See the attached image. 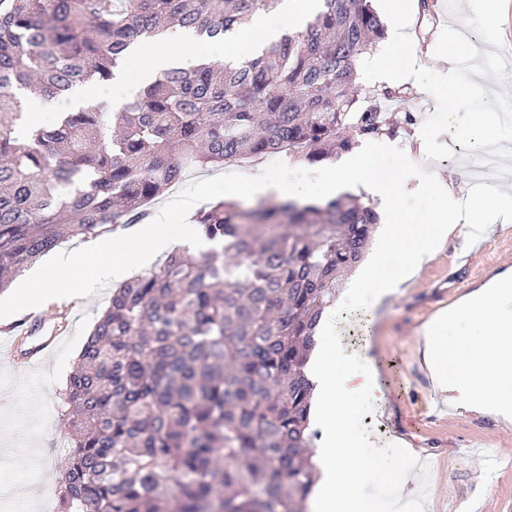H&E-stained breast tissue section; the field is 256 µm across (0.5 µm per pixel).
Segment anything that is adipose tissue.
Returning a JSON list of instances; mask_svg holds the SVG:
<instances>
[{
    "label": "adipose tissue",
    "instance_id": "obj_1",
    "mask_svg": "<svg viewBox=\"0 0 512 512\" xmlns=\"http://www.w3.org/2000/svg\"><path fill=\"white\" fill-rule=\"evenodd\" d=\"M315 6V0H281L276 10L260 14L249 27L215 38L175 28L142 39L132 46L124 67L112 81V111H121L127 103L130 81L147 86L174 67L221 66L255 58L288 27H301L305 15ZM389 150V145L384 143L372 145L348 156L340 166L326 169L302 183L274 180L258 168L226 182L224 191L230 196L269 193L317 201L348 189L364 190L377 199L389 216L383 251L401 255L409 273L416 271L438 243L452 234L465 233L478 223L485 210L512 211L511 191L464 194L452 183L438 179L428 189L431 207L423 216L412 217L403 210L397 194L401 169L385 166L380 161ZM181 210L178 204L160 209L153 223L130 236L129 250L116 252L111 242H100L99 251L112 255L109 263L85 270L79 259L57 258L35 275L34 289L25 288L18 293L17 306L33 311L48 304H62L80 296L88 281L122 282L157 255L180 244L195 242V227L181 221ZM64 277L70 280L71 286L63 290L56 283ZM345 319L346 312L339 302L322 312L318 324L321 344L307 363L308 375L315 385L312 410L321 430L315 450L319 468L316 507L318 512H382V503L361 494V481L368 474H375L390 487L394 497H401L414 478V461L410 454L377 446L371 435L354 436L349 428L353 397H363L372 407L380 409L387 402V394L375 369L344 367L343 362L350 354L336 345L335 336ZM464 319L478 321L483 327L482 335L474 338L456 334L455 325ZM511 345L512 268H509L433 319L425 328L417 352L438 393H453L459 406L471 410L480 411L486 403H494L501 419L511 421L512 355L507 352Z\"/></svg>",
    "mask_w": 512,
    "mask_h": 512
}]
</instances>
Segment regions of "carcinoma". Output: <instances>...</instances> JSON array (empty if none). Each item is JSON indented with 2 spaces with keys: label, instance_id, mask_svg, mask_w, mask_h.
<instances>
[{
  "label": "carcinoma",
  "instance_id": "1",
  "mask_svg": "<svg viewBox=\"0 0 512 512\" xmlns=\"http://www.w3.org/2000/svg\"><path fill=\"white\" fill-rule=\"evenodd\" d=\"M281 0H0V290L65 236L137 224L191 167L300 151L317 162L393 132L357 66L382 38L371 0H323L305 29L220 70L174 68L116 114L20 129V93L106 82L176 25L218 37ZM219 244L112 289L63 392L60 512H303L306 373L321 311L379 224L351 197L196 217Z\"/></svg>",
  "mask_w": 512,
  "mask_h": 512
}]
</instances>
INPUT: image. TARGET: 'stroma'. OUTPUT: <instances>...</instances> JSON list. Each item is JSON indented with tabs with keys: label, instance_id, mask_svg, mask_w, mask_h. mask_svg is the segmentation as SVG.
<instances>
[{
	"label": "stroma",
	"instance_id": "obj_1",
	"mask_svg": "<svg viewBox=\"0 0 512 512\" xmlns=\"http://www.w3.org/2000/svg\"><path fill=\"white\" fill-rule=\"evenodd\" d=\"M457 2L428 0L425 10L413 5L412 32L422 49L419 65L441 70L434 55L441 26H464L455 16ZM401 86L404 97L385 103L388 109L412 115L410 123L399 124L389 137L392 161L406 168L398 188L401 198L418 206V184L439 176L469 189L471 176L464 167L407 157L406 135L421 129L436 104L417 94L411 81H402ZM255 166L290 181L303 180L312 168L310 162L283 152L237 163L229 170L186 171L179 190L192 193L203 206L223 198L228 171ZM383 262L387 275L402 285L388 305L372 312L371 356L388 396L378 444L392 450L403 443L423 458V497L414 512H512V426H505L489 407L480 412L456 408L434 392L414 356L417 338L435 314L512 267V217L492 219L475 234L449 237L413 276H406L398 257L387 256ZM111 292V283L101 281L69 304L29 313L33 322L66 323L64 342L36 372L21 374L0 365V499L13 501L14 512L59 510L58 498L49 497L48 491L59 487L68 452L60 420L62 391L86 330Z\"/></svg>",
	"mask_w": 512,
	"mask_h": 512
}]
</instances>
